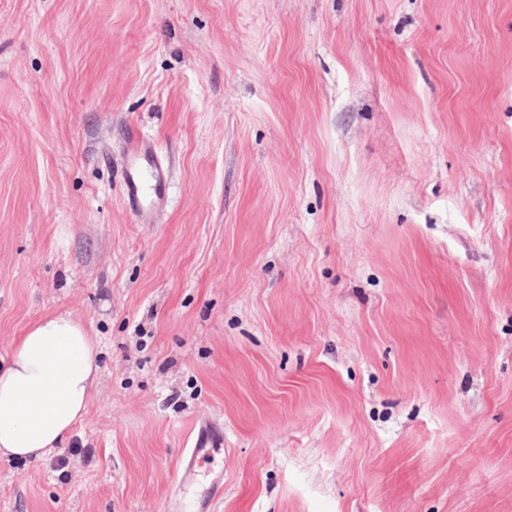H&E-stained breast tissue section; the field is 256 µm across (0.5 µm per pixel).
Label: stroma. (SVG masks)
Returning a JSON list of instances; mask_svg holds the SVG:
<instances>
[{"instance_id":"35a3bbf8","label":"stroma","mask_w":512,"mask_h":512,"mask_svg":"<svg viewBox=\"0 0 512 512\" xmlns=\"http://www.w3.org/2000/svg\"><path fill=\"white\" fill-rule=\"evenodd\" d=\"M65 311L99 384L0 512H512V0H0V357ZM127 135L130 150L124 176L126 203L136 217L147 219L168 199L166 170L157 158L151 139L135 127H129ZM147 169L149 176L146 177ZM224 445V434H221L217 439H206L205 441L198 436L194 442V448H190L183 462V469L181 474V482L188 479L194 469L200 467L201 463L211 455L216 449Z\"/></svg>"}]
</instances>
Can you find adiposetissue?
<instances>
[{"mask_svg":"<svg viewBox=\"0 0 512 512\" xmlns=\"http://www.w3.org/2000/svg\"><path fill=\"white\" fill-rule=\"evenodd\" d=\"M100 349L71 313L34 321L0 361V456L37 461L87 413Z\"/></svg>","mask_w":512,"mask_h":512,"instance_id":"1","label":"adipose tissue"}]
</instances>
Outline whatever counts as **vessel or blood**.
Wrapping results in <instances>:
<instances>
[{"instance_id": "vessel-or-blood-1", "label": "vessel or blood", "mask_w": 512, "mask_h": 512, "mask_svg": "<svg viewBox=\"0 0 512 512\" xmlns=\"http://www.w3.org/2000/svg\"><path fill=\"white\" fill-rule=\"evenodd\" d=\"M127 135L130 150L124 176L126 203L136 217L145 219L167 201L168 180L153 141L134 127L128 129ZM223 444L220 438L196 440L184 459L183 477H190L194 469Z\"/></svg>"}]
</instances>
